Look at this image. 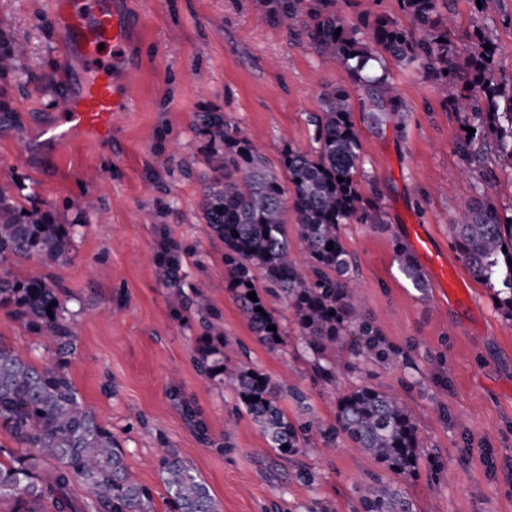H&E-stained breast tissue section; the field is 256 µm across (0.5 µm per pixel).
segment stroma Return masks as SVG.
<instances>
[{
    "mask_svg": "<svg viewBox=\"0 0 512 512\" xmlns=\"http://www.w3.org/2000/svg\"><path fill=\"white\" fill-rule=\"evenodd\" d=\"M123 6L135 26L132 109L113 113L106 143L84 133L60 144L44 130L56 119L53 99L75 90L80 67L56 64L51 0H0V43L26 48L0 72V189L24 211L51 213L75 229L67 261L9 268L17 278L54 285L75 338L69 377L119 439L136 480L151 488L155 512H170L156 470L161 448L190 462L222 512H306L313 500L330 512H362L364 488L384 473L340 437L335 447L302 457L318 476L314 486L295 480L296 464L270 447L236 395L199 371L201 326L192 303L199 287L239 359L283 384L280 405L290 419L331 424L338 398L361 385L393 393L413 409L419 460L402 487L414 512H512V320L472 276L469 306L449 302L435 287L420 295L400 275L395 251L412 222L462 263L448 231L459 202L484 193L511 210L512 167L480 140L476 161L465 165L457 150L461 117L444 108L432 82L387 61L405 123L358 126L361 190L378 194L385 221L343 225L341 238L372 325L406 358L369 355L355 363L337 351L336 382L326 385L282 299L265 297L288 334L282 350L263 347L240 314L224 272V244L209 235L201 212L208 141L197 124L200 113H224L277 171L286 149L312 148L309 117L325 93L343 88L356 109L363 88L343 68L323 65L266 0ZM337 10L351 27L380 14L414 27L398 0H338ZM484 24L498 47L493 79L512 85V0H499ZM166 236L184 248L176 289L156 261ZM0 342L35 363L56 361L3 309ZM187 404L197 421L186 417Z\"/></svg>",
    "mask_w": 512,
    "mask_h": 512,
    "instance_id": "35a3bbf8",
    "label": "stroma"
}]
</instances>
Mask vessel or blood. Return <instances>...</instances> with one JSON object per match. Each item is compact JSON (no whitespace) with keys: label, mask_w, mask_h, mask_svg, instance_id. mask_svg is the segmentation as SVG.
Wrapping results in <instances>:
<instances>
[{"label":"vessel or blood","mask_w":512,"mask_h":512,"mask_svg":"<svg viewBox=\"0 0 512 512\" xmlns=\"http://www.w3.org/2000/svg\"><path fill=\"white\" fill-rule=\"evenodd\" d=\"M49 22L59 40V66L64 68L77 61L83 74L77 91L54 100L57 119L48 132L57 141L78 132L107 141L113 113L131 108L128 93L121 91L112 78L113 72L125 64L129 17L117 0H53ZM409 244L436 287L451 299L465 301L466 285L457 265L438 252L421 229H414Z\"/></svg>","instance_id":"b4317fda"}]
</instances>
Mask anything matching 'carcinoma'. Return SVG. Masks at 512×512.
Segmentation results:
<instances>
[{
	"instance_id": "obj_1",
	"label": "carcinoma",
	"mask_w": 512,
	"mask_h": 512,
	"mask_svg": "<svg viewBox=\"0 0 512 512\" xmlns=\"http://www.w3.org/2000/svg\"><path fill=\"white\" fill-rule=\"evenodd\" d=\"M271 2L283 23L299 24L323 62L345 68L355 81L387 99L388 108L368 113L373 124L403 112L386 67L368 70L384 53L432 80L444 107L475 129L458 144L466 163L473 159L478 137L495 143L512 161V87L491 81L498 48L485 30H474L463 55L448 37L454 18L441 11L439 0H399L419 33L378 16L365 24L366 41L358 37V29L344 24L337 0ZM309 122L314 127L312 150L290 148L282 155L285 186L258 146L223 113H200V131L211 142L204 160L202 215L208 233L224 241L225 274L257 340L271 351L287 344V334L264 299L273 294L291 311L319 377L332 384L337 363L327 353L346 346L348 336L362 337V344L349 345L355 358L377 351L394 360L399 351L384 347L356 296L352 261L340 236L343 224L383 223L378 196L368 198L361 191L362 141L346 91L336 88L325 95ZM288 208L306 254L302 264L288 240ZM452 232L473 276L494 292L498 308L512 320V214L483 196L470 197L461 204ZM70 247L65 225L48 213L19 209L0 193V308L9 309L40 337L41 346L57 355L56 364L45 367L0 343V431L17 445L15 450L0 445V504L10 506V512H47L50 506L53 512H153L152 490L134 478L116 436L81 401L70 380L73 347L55 288L42 277L20 280L6 267L13 260L63 262ZM181 254V246L170 241L161 255L167 282L175 288L180 287ZM397 258L404 278L425 293L428 282L413 255L402 247ZM259 277L263 289L257 287ZM251 291L257 300L247 297ZM194 305L203 325L196 348L200 372L240 399L270 447L287 458L307 455L336 444L342 435L384 469L404 479L413 475L419 458L417 427L412 408L399 397L360 386L338 399L334 423L314 427L293 422L280 405L282 386L232 360L233 344L209 321L204 292L196 291ZM272 325L276 330H268ZM156 464L171 512H221L207 483L182 456L161 448ZM76 484L92 503L84 505L74 497ZM361 503L363 512H413L405 492L380 479Z\"/></svg>"
}]
</instances>
